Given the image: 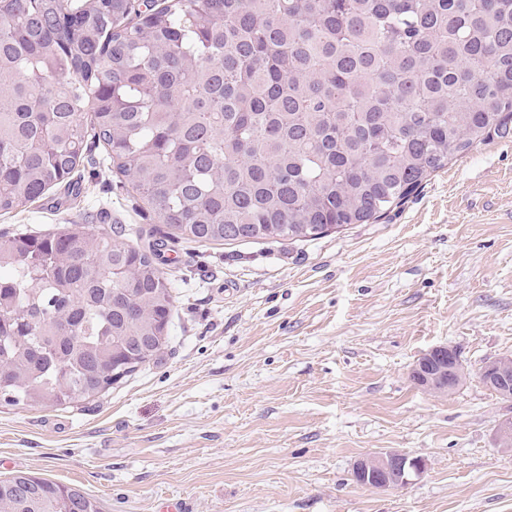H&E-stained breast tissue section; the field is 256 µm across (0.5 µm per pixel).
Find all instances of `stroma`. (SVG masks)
Listing matches in <instances>:
<instances>
[{"label": "stroma", "instance_id": "obj_1", "mask_svg": "<svg viewBox=\"0 0 512 512\" xmlns=\"http://www.w3.org/2000/svg\"><path fill=\"white\" fill-rule=\"evenodd\" d=\"M0 212V231L161 228L102 160ZM174 296L157 360L74 407L0 403V478L81 489L101 512H512V400L476 372L512 356V127L431 174L378 221L308 241H174ZM470 376L435 394L410 380L429 348ZM427 459L401 489L372 490L355 462Z\"/></svg>", "mask_w": 512, "mask_h": 512}]
</instances>
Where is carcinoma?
Instances as JSON below:
<instances>
[{
    "label": "carcinoma",
    "mask_w": 512,
    "mask_h": 512,
    "mask_svg": "<svg viewBox=\"0 0 512 512\" xmlns=\"http://www.w3.org/2000/svg\"><path fill=\"white\" fill-rule=\"evenodd\" d=\"M0 100V212L101 145L172 237L313 240L507 129L512 0H0ZM172 308L120 231L0 233V401L95 399ZM79 503L0 480V512Z\"/></svg>",
    "instance_id": "carcinoma-1"
}]
</instances>
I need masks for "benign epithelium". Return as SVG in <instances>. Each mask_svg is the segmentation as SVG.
<instances>
[{"label": "benign epithelium", "mask_w": 512, "mask_h": 512, "mask_svg": "<svg viewBox=\"0 0 512 512\" xmlns=\"http://www.w3.org/2000/svg\"><path fill=\"white\" fill-rule=\"evenodd\" d=\"M410 376L415 386L443 394L457 388L468 377V371L453 347L437 345L421 354ZM478 378L489 389L511 399L512 356L486 361L478 371ZM427 468L425 459L392 449L359 458L352 477L358 485L369 489H399L419 479Z\"/></svg>", "instance_id": "benign-epithelium-1"}]
</instances>
